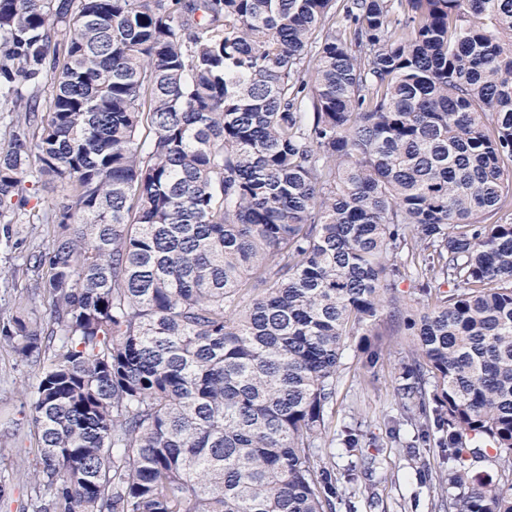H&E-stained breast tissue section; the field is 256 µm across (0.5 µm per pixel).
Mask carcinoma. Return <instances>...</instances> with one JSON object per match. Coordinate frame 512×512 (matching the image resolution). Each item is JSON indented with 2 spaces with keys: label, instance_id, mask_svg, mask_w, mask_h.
<instances>
[{
  "label": "carcinoma",
  "instance_id": "1",
  "mask_svg": "<svg viewBox=\"0 0 512 512\" xmlns=\"http://www.w3.org/2000/svg\"><path fill=\"white\" fill-rule=\"evenodd\" d=\"M342 2L0 0V224L52 225L49 318L0 325L32 512H335L315 442L385 311L442 508L512 512V0Z\"/></svg>",
  "mask_w": 512,
  "mask_h": 512
}]
</instances>
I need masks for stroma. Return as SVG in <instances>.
Wrapping results in <instances>:
<instances>
[{
	"label": "stroma",
	"mask_w": 512,
	"mask_h": 512,
	"mask_svg": "<svg viewBox=\"0 0 512 512\" xmlns=\"http://www.w3.org/2000/svg\"><path fill=\"white\" fill-rule=\"evenodd\" d=\"M49 231L46 224H14L9 233L0 232V265H22L30 250L48 243ZM21 304L41 313L47 309L46 300L35 294L28 276L22 274L8 284L0 283V321L9 319ZM370 340L381 351L374 366L366 363L360 351V336L347 341L335 409L315 454L338 475L350 463L360 466L358 483L346 488L357 512H434L433 502L450 493L437 480L448 470L443 452L432 440L414 443V424H401L394 437L387 432V418L397 412L395 389L409 361L412 341L386 315L371 327ZM36 381V368L11 346L0 344V483L6 485L0 512H22L30 495V485L20 476L17 464L37 448L29 408L21 394L23 386ZM348 428L361 431L359 448L350 450L341 444L340 434Z\"/></svg>",
	"instance_id": "obj_1"
}]
</instances>
